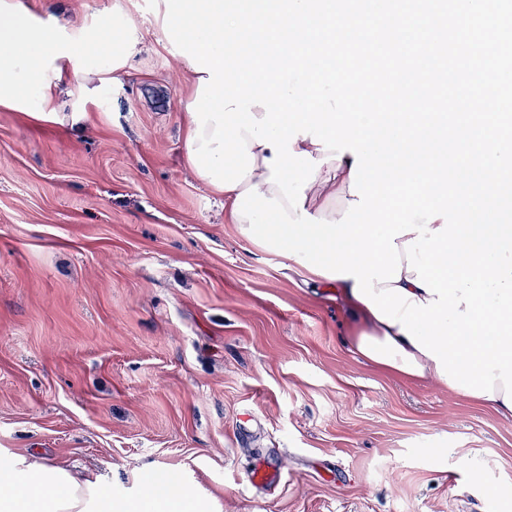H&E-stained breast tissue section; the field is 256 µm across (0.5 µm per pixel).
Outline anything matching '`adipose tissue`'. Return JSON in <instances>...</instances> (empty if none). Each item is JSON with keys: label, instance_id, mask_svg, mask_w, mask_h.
Instances as JSON below:
<instances>
[{"label": "adipose tissue", "instance_id": "ef3b65f1", "mask_svg": "<svg viewBox=\"0 0 512 512\" xmlns=\"http://www.w3.org/2000/svg\"><path fill=\"white\" fill-rule=\"evenodd\" d=\"M84 49L57 44L49 34L37 33L13 0H0V105L24 108L22 89L37 72L62 75L76 68ZM354 157L324 163L305 188L304 208L329 221L342 218L351 199L350 168ZM305 284L331 289L354 318L352 346L377 369L411 379H437L436 363L400 333L398 326L378 320L353 294V279H329L298 266ZM193 497L178 483L162 492L147 490L131 501H113L111 488L82 478L53 462L13 457L0 465V512H193Z\"/></svg>", "mask_w": 512, "mask_h": 512}]
</instances>
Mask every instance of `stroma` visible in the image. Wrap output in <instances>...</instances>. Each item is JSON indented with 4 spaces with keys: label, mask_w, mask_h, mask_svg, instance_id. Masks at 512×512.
Returning a JSON list of instances; mask_svg holds the SVG:
<instances>
[{
    "label": "stroma",
    "mask_w": 512,
    "mask_h": 512,
    "mask_svg": "<svg viewBox=\"0 0 512 512\" xmlns=\"http://www.w3.org/2000/svg\"><path fill=\"white\" fill-rule=\"evenodd\" d=\"M19 2L38 31L124 27L136 48L93 95L68 73L53 119L0 107V456L116 499L175 474L199 512H506L512 418L374 368L330 289L188 168L162 0Z\"/></svg>",
    "instance_id": "stroma-1"
}]
</instances>
